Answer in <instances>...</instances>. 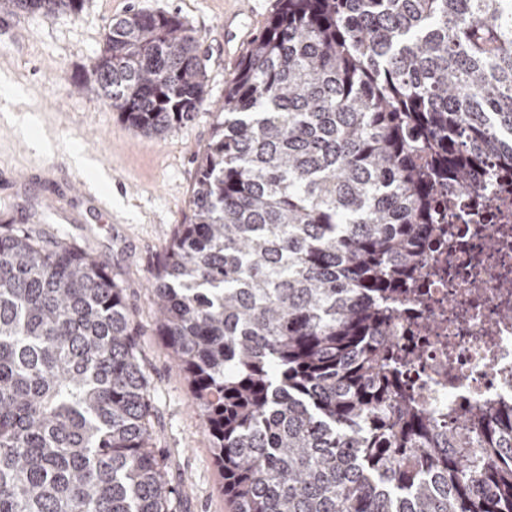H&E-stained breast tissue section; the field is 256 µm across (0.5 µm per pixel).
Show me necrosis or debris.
Wrapping results in <instances>:
<instances>
[{
  "mask_svg": "<svg viewBox=\"0 0 512 512\" xmlns=\"http://www.w3.org/2000/svg\"><path fill=\"white\" fill-rule=\"evenodd\" d=\"M424 257L388 327L411 355L402 383L440 421L512 405V181L464 192L450 222L430 225Z\"/></svg>",
  "mask_w": 512,
  "mask_h": 512,
  "instance_id": "1",
  "label": "necrosis or debris"
}]
</instances>
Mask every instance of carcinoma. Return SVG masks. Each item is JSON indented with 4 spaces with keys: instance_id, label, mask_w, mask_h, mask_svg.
Returning <instances> with one entry per match:
<instances>
[{
    "instance_id": "cac0c4a2",
    "label": "carcinoma",
    "mask_w": 512,
    "mask_h": 512,
    "mask_svg": "<svg viewBox=\"0 0 512 512\" xmlns=\"http://www.w3.org/2000/svg\"><path fill=\"white\" fill-rule=\"evenodd\" d=\"M278 3L151 285L227 512H512V406L443 426L385 356L442 192L451 211L512 166V0ZM205 78L183 19L143 10L90 70L145 136L190 121ZM151 418L106 262L0 221V512H171Z\"/></svg>"
}]
</instances>
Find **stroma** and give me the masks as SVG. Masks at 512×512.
I'll use <instances>...</instances> for the list:
<instances>
[{
  "instance_id": "35a3bbf8",
  "label": "stroma",
  "mask_w": 512,
  "mask_h": 512,
  "mask_svg": "<svg viewBox=\"0 0 512 512\" xmlns=\"http://www.w3.org/2000/svg\"><path fill=\"white\" fill-rule=\"evenodd\" d=\"M276 0H86L79 17L24 15L19 27L0 28V216L49 235H63L105 260L123 290L136 342L151 386L154 447L173 489L172 512H225L224 481L185 375L155 326L150 284L179 224L185 223L196 160L208 142L214 113L224 100L240 56L227 52L228 30L258 36ZM134 10L178 14L202 38L206 56V105L175 133L148 137L124 123L91 89L76 90L99 55L109 25ZM56 144L33 148L34 133ZM79 143L108 179L111 220L100 219L72 173L64 188L55 163ZM52 197L75 224L45 222L40 208Z\"/></svg>"
}]
</instances>
